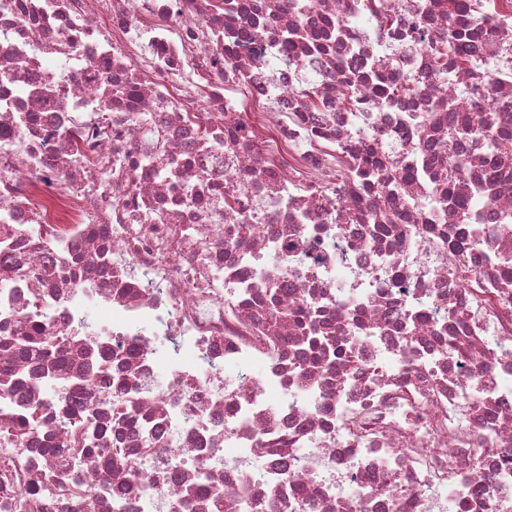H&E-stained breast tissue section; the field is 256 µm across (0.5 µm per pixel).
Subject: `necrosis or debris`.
I'll return each mask as SVG.
<instances>
[{
	"label": "necrosis or debris",
	"instance_id": "1",
	"mask_svg": "<svg viewBox=\"0 0 512 512\" xmlns=\"http://www.w3.org/2000/svg\"><path fill=\"white\" fill-rule=\"evenodd\" d=\"M267 2L0 0V512H512V0ZM450 9L448 10V54L456 55L458 61H463V49L461 47V42L464 41L463 38L470 39V37L475 34L477 31V24L471 28V32L468 33V36L463 29L461 28V18L460 15L462 13V4L457 1H453Z\"/></svg>",
	"mask_w": 512,
	"mask_h": 512
}]
</instances>
